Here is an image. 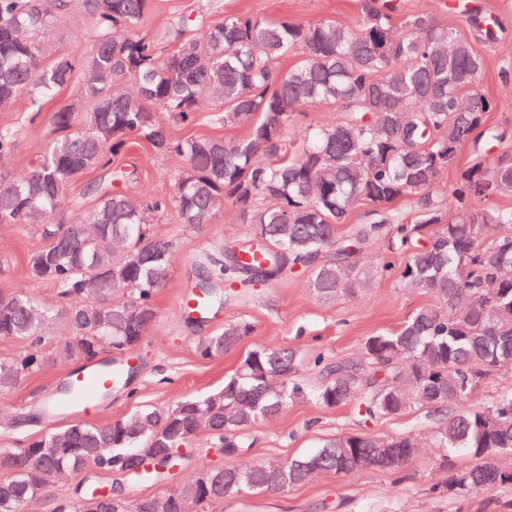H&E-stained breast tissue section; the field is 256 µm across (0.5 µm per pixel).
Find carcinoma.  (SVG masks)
<instances>
[{
	"label": "carcinoma",
	"instance_id": "1",
	"mask_svg": "<svg viewBox=\"0 0 512 512\" xmlns=\"http://www.w3.org/2000/svg\"><path fill=\"white\" fill-rule=\"evenodd\" d=\"M150 5L0 0V108L21 96L42 103L71 82L89 105L86 112H54L58 136L41 163L19 178L0 179V223L38 224L49 240L31 255L29 272L67 301L74 336L62 345L63 357L94 361L104 350L133 351L156 319L155 295L177 250L175 241L153 234V217L173 210L184 224H210L226 197L252 235L199 260L190 296L201 304L187 315L218 310L299 267L312 269V288L323 301L355 293L391 270L360 261L380 240L406 258L397 271L401 282L434 295L442 309L420 308L398 328L367 337L356 358L317 359L322 381L313 388L296 381L294 351L256 348L218 392L106 424L75 423L0 452V470L8 472L0 477V512H23L62 472L119 475L133 451L176 447L184 436L205 433L224 455H245L252 443L243 432L297 400L327 409L356 405L370 419L427 408L438 415L437 447L479 459L448 474V492L493 493L512 484V473L492 462L512 453V392L473 401L487 376L512 369V236L486 237L491 227L512 224V209L493 205L512 194V154L491 163L485 156L489 143L509 144L512 133L485 124L492 103L480 90L484 61L471 39L426 14L404 17L396 30L393 0H363L356 26L226 14L198 31L181 14L146 39L140 30ZM75 11L92 32L88 51L78 62L68 55L47 59L44 35ZM497 28L472 19L480 41L496 40ZM291 53L300 59L282 74L275 64ZM205 97L217 106L216 121L245 126L247 134L230 147L209 137L173 138L159 113L186 122ZM311 103L330 104L339 115L298 140L290 127ZM131 137L184 160L171 195L136 204L95 182L93 208L67 197L74 177L111 167ZM466 145L474 163L448 199L435 196V180ZM358 201L368 206L364 220L336 235ZM114 271L123 275L118 288ZM51 316L25 295L1 298L0 337L33 344ZM249 331L245 323L229 324L201 340L199 353L221 356ZM34 363L32 356L0 359V394ZM381 446L391 449L385 463L377 459ZM415 453L409 435L351 434L289 460L282 475L275 461L243 475L235 464L209 466L206 485L192 475L163 502L167 512H194L246 493L286 492L315 473L395 471ZM179 465L163 458L127 479L163 480ZM157 503L88 491L81 501H59L53 512H155Z\"/></svg>",
	"mask_w": 512,
	"mask_h": 512
}]
</instances>
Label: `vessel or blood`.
Returning a JSON list of instances; mask_svg holds the SVG:
<instances>
[{
  "instance_id": "b4317fda",
  "label": "vessel or blood",
  "mask_w": 512,
  "mask_h": 512,
  "mask_svg": "<svg viewBox=\"0 0 512 512\" xmlns=\"http://www.w3.org/2000/svg\"><path fill=\"white\" fill-rule=\"evenodd\" d=\"M135 364L130 355L107 357L103 363L73 368L68 376V391L56 405L57 414L83 417L91 414L103 390L111 388L115 374L128 371Z\"/></svg>"
}]
</instances>
